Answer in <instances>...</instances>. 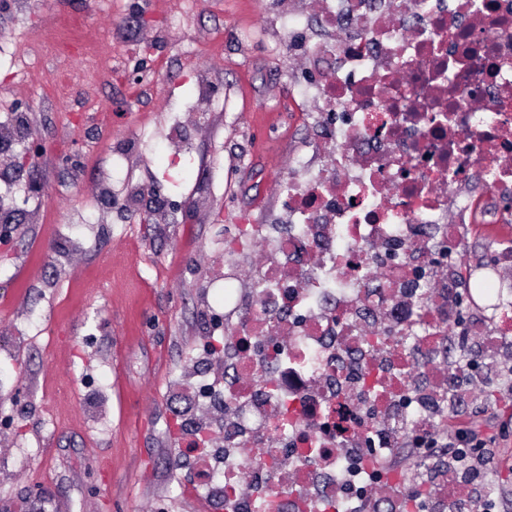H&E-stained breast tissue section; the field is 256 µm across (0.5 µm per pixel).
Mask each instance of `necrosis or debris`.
<instances>
[{
  "mask_svg": "<svg viewBox=\"0 0 512 512\" xmlns=\"http://www.w3.org/2000/svg\"><path fill=\"white\" fill-rule=\"evenodd\" d=\"M321 27L348 32L316 42L331 70L315 81L336 151L284 180L273 224H235L224 236V379L196 399L224 416V443L260 440L258 462L225 456L185 492L207 512H420L418 500L364 506L373 479L403 488L407 462L427 471L447 448H418L413 422L430 415L435 366L453 363L487 330L512 334V287L496 276L512 261V0H325ZM493 248L491 264L466 262L467 236ZM424 243L421 252L411 242ZM272 243L271 268L242 285L253 244ZM321 257L308 270L309 253ZM285 326L287 344L240 340L256 325ZM379 409L390 452H341L318 442ZM295 492L242 501L237 475L264 486L284 468ZM344 492H337V485Z\"/></svg>",
  "mask_w": 512,
  "mask_h": 512,
  "instance_id": "obj_1",
  "label": "necrosis or debris"
}]
</instances>
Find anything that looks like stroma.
<instances>
[{
  "instance_id": "stroma-1",
  "label": "stroma",
  "mask_w": 512,
  "mask_h": 512,
  "mask_svg": "<svg viewBox=\"0 0 512 512\" xmlns=\"http://www.w3.org/2000/svg\"><path fill=\"white\" fill-rule=\"evenodd\" d=\"M298 7L0 0V117L28 123L0 152V512H197L172 402L217 322L225 227L299 173L286 103L320 113L315 64L289 63L319 29L270 25ZM477 406L512 449V400Z\"/></svg>"
}]
</instances>
